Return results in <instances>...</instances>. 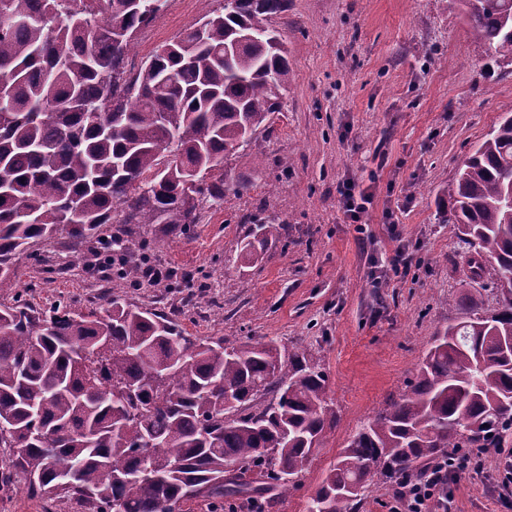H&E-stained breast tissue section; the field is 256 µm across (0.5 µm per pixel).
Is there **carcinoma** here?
<instances>
[{
    "label": "carcinoma",
    "instance_id": "1",
    "mask_svg": "<svg viewBox=\"0 0 512 512\" xmlns=\"http://www.w3.org/2000/svg\"><path fill=\"white\" fill-rule=\"evenodd\" d=\"M164 0H0V288L28 250L68 228L73 249L113 225L197 223L224 198V167L279 111L288 50L272 17L286 0H230L158 48L134 77V35ZM491 60L512 59V0H450ZM120 36L115 41L114 36ZM244 35L250 36L241 42ZM165 146L180 166L162 169ZM512 113L464 162L443 223L473 274L495 285L485 312L460 304L407 392L339 452L306 512H356L367 486L400 485L512 429ZM260 224L247 254L282 236ZM105 314L21 297L0 307V448L28 489L91 512H184L189 502L266 503L294 486L336 429L328 377L272 342L226 347L108 294Z\"/></svg>",
    "mask_w": 512,
    "mask_h": 512
}]
</instances>
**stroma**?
Instances as JSON below:
<instances>
[{
  "mask_svg": "<svg viewBox=\"0 0 512 512\" xmlns=\"http://www.w3.org/2000/svg\"><path fill=\"white\" fill-rule=\"evenodd\" d=\"M223 6L165 0L135 33L128 70ZM271 23L287 43L291 82L279 112L224 160L247 191L202 202L184 230L132 227L122 267L149 262L169 280L141 288L105 274L98 242L75 250L61 232L37 245L38 259L19 261L0 303L22 292L38 307L61 301L86 312L104 306L109 287L192 336L305 349L328 376L339 422L265 512H306L341 448L406 391L459 303L495 302L442 217L462 161L512 111V63L490 62L448 0H287ZM349 179L371 197L358 224L337 194ZM258 224L288 233L249 259L242 248ZM399 249L408 266L395 272ZM479 461V472L450 484L451 512H512V452Z\"/></svg>",
  "mask_w": 512,
  "mask_h": 512,
  "instance_id": "stroma-1",
  "label": "stroma"
}]
</instances>
